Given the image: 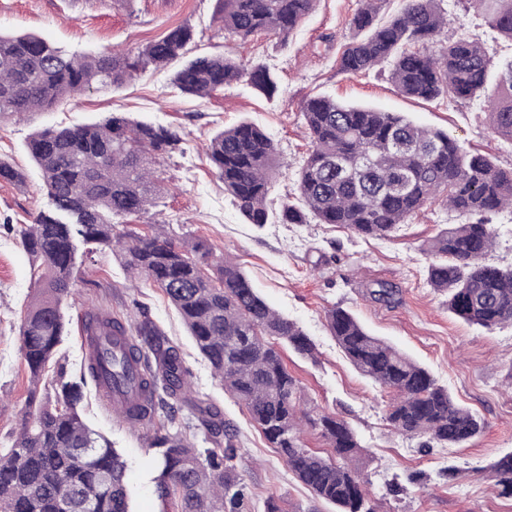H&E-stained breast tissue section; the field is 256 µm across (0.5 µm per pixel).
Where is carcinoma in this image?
<instances>
[{"label": "carcinoma", "mask_w": 512, "mask_h": 512, "mask_svg": "<svg viewBox=\"0 0 512 512\" xmlns=\"http://www.w3.org/2000/svg\"><path fill=\"white\" fill-rule=\"evenodd\" d=\"M388 0H362L351 22L355 35L336 55L348 75L387 71L397 90L424 100L483 97L491 130L512 140V61L497 68L484 46L463 35L439 36L448 27L443 0H403L381 17ZM485 23L512 41V0H473ZM220 29L247 42L258 34L285 41L313 12L317 0H216ZM192 29L180 26L135 51L76 55L36 34L0 35V120L46 112L92 87L120 88L151 66L162 70L185 54ZM247 81L272 92L264 64L196 57L175 72L181 93L206 98ZM302 113L310 151L300 166L296 202L275 211L272 181L285 162L273 139L241 122L210 140L207 155L241 215L265 224H339L361 237L386 238L425 204L438 200L464 218L439 231L427 246L431 288L448 296V309L470 325L493 330L512 325V266L486 262L496 244L490 217L512 208V170L465 151L447 133L377 108L308 99ZM181 143L170 128L133 121L120 113L73 127L48 126L27 138L51 209L19 229L37 268L35 294L21 318V352L34 384L52 367L66 327L78 244L116 249L127 273L162 288L179 312L215 376L247 410L294 477L336 512H384L367 474L355 464L361 444L343 419L311 416L289 373L281 347L312 358L314 341L273 309L239 264L210 256L196 244L194 258L158 224L139 234L118 229L117 219L148 212L165 194L157 160ZM372 300L391 305L399 289L379 283ZM336 344L362 376L392 393L386 420L424 448H458L480 437L482 419L460 405L431 373L385 339L368 332L350 312L326 313ZM86 335L121 344L112 362V387L128 370L139 375L136 394L112 412L154 427L149 447L159 449L155 493L178 512H246L245 486L230 462L232 433L217 413L192 397L179 351L145 318L136 335L100 312H90ZM55 401L32 390L21 428L0 448V512H133L126 463L79 412L81 383L55 372ZM319 431L332 454L307 447L303 428ZM498 495L512 497V453L487 469Z\"/></svg>", "instance_id": "cac0c4a2"}]
</instances>
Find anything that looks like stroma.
I'll return each instance as SVG.
<instances>
[{
    "label": "stroma",
    "mask_w": 512,
    "mask_h": 512,
    "mask_svg": "<svg viewBox=\"0 0 512 512\" xmlns=\"http://www.w3.org/2000/svg\"><path fill=\"white\" fill-rule=\"evenodd\" d=\"M359 6L360 0H318L287 41L259 35L244 43L219 31L213 21L216 0H0V32L5 34L35 33L83 55L134 49L187 25L193 30L187 58H244L269 66L278 83L271 100L245 83L198 98L172 87L171 70H149L118 90L91 89L55 110L0 121V158L25 174L20 185L0 180V447L18 430L31 390L19 324L34 294L37 270L17 229L49 206L25 141L45 125L90 123L120 112L176 129L182 137L179 148L157 166L170 193L148 213L130 217L127 228L144 233L165 222L185 247L201 241L214 254L230 256L274 309L303 328L316 344L315 359L299 358L288 349L283 359L303 389L307 408L343 417L356 432L363 448L358 464L371 491L387 495L393 512H512V498L499 496L483 473L512 452V326L488 332L464 323L426 279L430 257L425 246L444 225L459 223V216L431 203L383 239L359 237L337 224L259 227L244 221L207 155L206 146L218 131L255 123L292 165L277 177L271 197L278 205L292 201L294 170L309 149L302 106L311 97L328 96L402 113L447 132L500 168L512 169V142L491 133L484 100L426 101L400 94L378 71L337 73L336 53L352 34ZM443 6L450 30L479 40L494 62L512 59V42L490 29L469 0H444ZM76 276L57 356L67 380H78L83 364L81 317L100 310L127 325L149 317L178 348L195 397L216 406L232 429V464L246 486L251 512H264L270 497L279 500L284 512H335L294 478L247 410L225 393L161 288L132 282L119 254L103 246L78 256ZM378 281L399 288L396 303L367 298L368 287ZM334 307L351 310L372 333L428 368L461 405L481 417L483 435L461 448L429 449L420 439L393 433L386 421L389 394L352 367L326 326L325 315ZM82 394L83 420L127 463L135 512H161L152 483L157 451L148 447L146 434L104 410L94 385H84ZM451 466L461 469L460 478L448 479ZM395 482L401 490L393 494L389 488Z\"/></svg>",
    "instance_id": "obj_1"
}]
</instances>
